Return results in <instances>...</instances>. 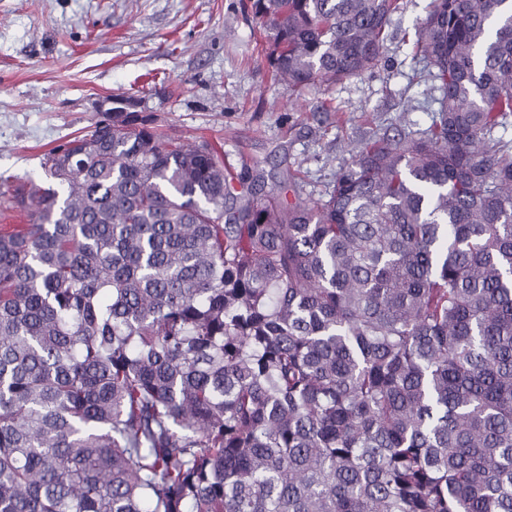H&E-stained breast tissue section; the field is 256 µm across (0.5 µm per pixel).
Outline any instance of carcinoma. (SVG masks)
Listing matches in <instances>:
<instances>
[{"instance_id": "carcinoma-1", "label": "carcinoma", "mask_w": 512, "mask_h": 512, "mask_svg": "<svg viewBox=\"0 0 512 512\" xmlns=\"http://www.w3.org/2000/svg\"><path fill=\"white\" fill-rule=\"evenodd\" d=\"M289 90L397 0H250ZM438 120L312 205L104 112L0 234V512H512V0H434Z\"/></svg>"}]
</instances>
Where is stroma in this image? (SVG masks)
<instances>
[{
	"mask_svg": "<svg viewBox=\"0 0 512 512\" xmlns=\"http://www.w3.org/2000/svg\"><path fill=\"white\" fill-rule=\"evenodd\" d=\"M247 0H0V176L39 178L45 153L85 133L115 93L162 131L204 138L238 173L313 203L362 139L423 137L436 103L415 31L433 0H399L377 65L290 92L255 39Z\"/></svg>",
	"mask_w": 512,
	"mask_h": 512,
	"instance_id": "obj_1",
	"label": "stroma"
}]
</instances>
